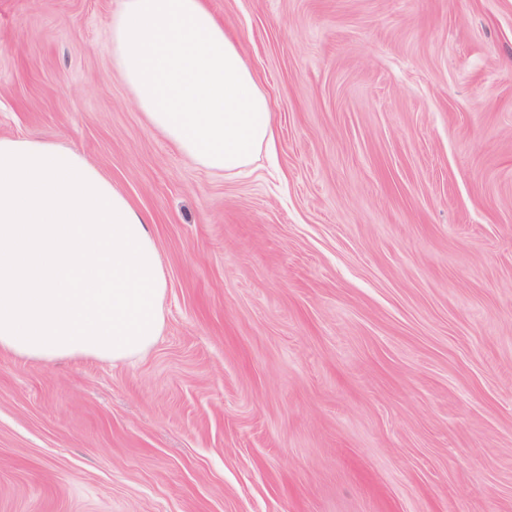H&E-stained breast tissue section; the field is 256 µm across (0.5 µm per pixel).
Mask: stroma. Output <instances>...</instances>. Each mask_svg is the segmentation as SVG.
I'll return each mask as SVG.
<instances>
[{"instance_id":"1","label":"stroma","mask_w":512,"mask_h":512,"mask_svg":"<svg viewBox=\"0 0 512 512\" xmlns=\"http://www.w3.org/2000/svg\"><path fill=\"white\" fill-rule=\"evenodd\" d=\"M273 152L213 172L112 65L117 0H0V136L151 219L125 362L0 352V512H512V0H208Z\"/></svg>"}]
</instances>
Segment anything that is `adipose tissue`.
<instances>
[{
  "instance_id": "obj_1",
  "label": "adipose tissue",
  "mask_w": 512,
  "mask_h": 512,
  "mask_svg": "<svg viewBox=\"0 0 512 512\" xmlns=\"http://www.w3.org/2000/svg\"><path fill=\"white\" fill-rule=\"evenodd\" d=\"M112 62L140 110L196 163L233 172L275 143L268 98L205 0H120ZM150 222L79 153L0 137V351L126 361L163 327Z\"/></svg>"
}]
</instances>
